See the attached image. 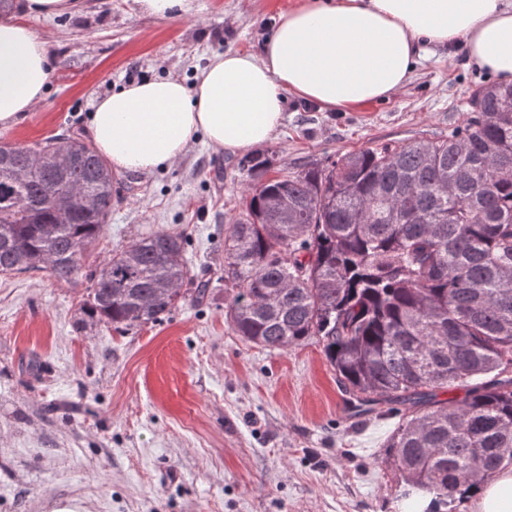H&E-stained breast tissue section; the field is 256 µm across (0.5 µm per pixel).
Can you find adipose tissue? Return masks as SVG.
I'll use <instances>...</instances> for the list:
<instances>
[{"label":"adipose tissue","instance_id":"ef3b65f1","mask_svg":"<svg viewBox=\"0 0 512 512\" xmlns=\"http://www.w3.org/2000/svg\"><path fill=\"white\" fill-rule=\"evenodd\" d=\"M18 14H0L2 126L42 99L50 76L47 37ZM457 43L512 83V0H301L280 14L260 54L215 55L190 87L148 80L99 98L91 137L125 172L171 165L198 136L246 153L274 137L287 94L330 110L385 100L408 84L423 45ZM472 512H512V467L480 486Z\"/></svg>","mask_w":512,"mask_h":512}]
</instances>
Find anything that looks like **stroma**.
Segmentation results:
<instances>
[{
  "label": "stroma",
  "instance_id": "35a3bbf8",
  "mask_svg": "<svg viewBox=\"0 0 512 512\" xmlns=\"http://www.w3.org/2000/svg\"><path fill=\"white\" fill-rule=\"evenodd\" d=\"M297 0H195L155 18L134 0H77L32 17L51 43L42 100L0 143L89 138L98 99L145 80L193 85L212 55L258 52ZM492 76L463 46L432 47L390 99L345 111L288 95L266 143L285 176L336 153L447 138ZM239 155L194 143L177 163L116 173L120 199L91 258L167 230L196 279L159 322H84L85 276L0 274V512H402L404 476L387 459L400 415H357L322 346L269 350L225 319L224 228L249 184ZM208 281L196 295V280Z\"/></svg>",
  "mask_w": 512,
  "mask_h": 512
}]
</instances>
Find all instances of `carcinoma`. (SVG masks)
Returning a JSON list of instances; mask_svg holds the SVG:
<instances>
[{
  "mask_svg": "<svg viewBox=\"0 0 512 512\" xmlns=\"http://www.w3.org/2000/svg\"><path fill=\"white\" fill-rule=\"evenodd\" d=\"M474 115L439 141L349 151L268 176L273 156L238 162L252 178L244 215L224 230L225 313L267 349L315 337L344 392L407 405L387 442L422 512L456 503L512 465V84L481 86ZM48 167L22 180L28 154L0 148V274L45 271L70 283L117 197L95 148L59 135L35 145ZM76 153L65 171L53 155ZM97 202L70 212L59 188ZM185 240L159 231L89 273L88 320L132 329L184 299ZM466 388L462 399L439 393Z\"/></svg>",
  "mask_w": 512,
  "mask_h": 512,
  "instance_id": "obj_1",
  "label": "carcinoma"
}]
</instances>
